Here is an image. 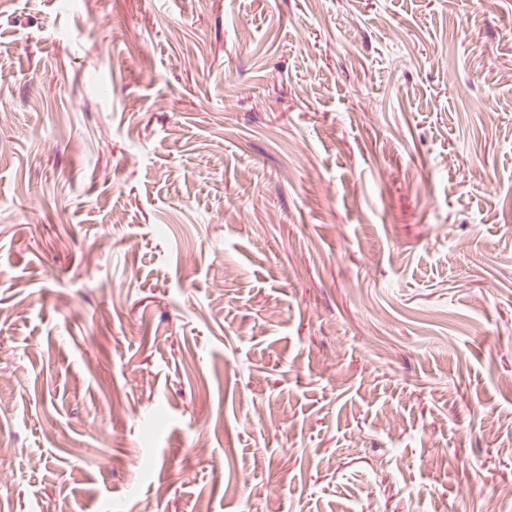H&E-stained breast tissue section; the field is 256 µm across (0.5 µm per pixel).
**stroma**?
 I'll return each mask as SVG.
<instances>
[{
  "mask_svg": "<svg viewBox=\"0 0 512 512\" xmlns=\"http://www.w3.org/2000/svg\"><path fill=\"white\" fill-rule=\"evenodd\" d=\"M0 0V512H484L512 488V0Z\"/></svg>",
  "mask_w": 512,
  "mask_h": 512,
  "instance_id": "1",
  "label": "stroma"
}]
</instances>
